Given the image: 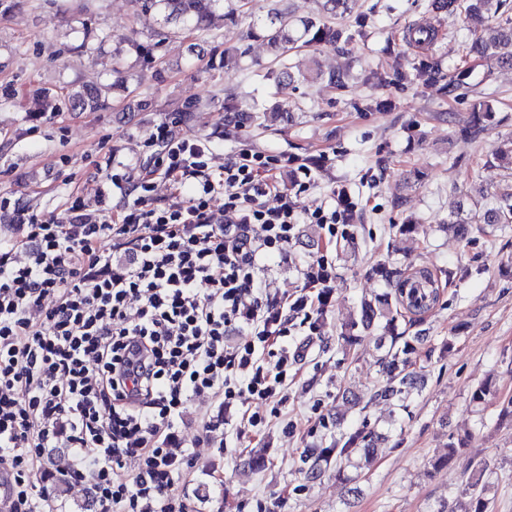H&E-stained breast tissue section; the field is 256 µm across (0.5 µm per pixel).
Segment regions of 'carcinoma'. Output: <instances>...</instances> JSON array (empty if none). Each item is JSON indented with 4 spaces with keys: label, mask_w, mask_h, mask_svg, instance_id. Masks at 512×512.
Wrapping results in <instances>:
<instances>
[{
    "label": "carcinoma",
    "mask_w": 512,
    "mask_h": 512,
    "mask_svg": "<svg viewBox=\"0 0 512 512\" xmlns=\"http://www.w3.org/2000/svg\"><path fill=\"white\" fill-rule=\"evenodd\" d=\"M143 13H153L160 17L162 28L157 36L166 39L179 34L204 33L212 25L216 16L224 17L237 24L248 21L240 42L224 49L222 65L225 72L239 66V61L248 54V41L260 38L279 66L276 77H286L293 81L295 77L288 66V52L297 45L309 46L319 43L334 44L340 40L349 42L354 34L346 26H336L335 20L341 19L352 11L355 0H323L321 12L295 23L283 13L272 12L262 25H257L252 12V0H134ZM503 6V0H429L428 8L435 13L448 15L465 13L469 24L471 43L466 45V55L483 59H493L501 65L512 66V18L505 19L498 34L491 40L484 39L482 32L489 14H497ZM438 37L434 28H420L407 32L404 38L418 47H428ZM419 65L429 76L443 83L447 92H453L460 78L450 76L443 71L441 63L428 54L419 58ZM40 94L45 99H60L61 104L71 109L96 111L107 106L108 98L100 86L82 85L56 92L43 88ZM492 105L485 99H478L466 122L458 127L457 134L463 138L475 139L484 130V122L491 117ZM496 167L512 170V137L499 142L493 152ZM496 205L485 210L474 208L464 212L460 204L453 211L444 225L458 236L469 232L471 224H512V191L498 189L493 193ZM413 304L409 308L423 310L431 306L437 296V279L427 270L417 269L410 280ZM400 295L394 300L386 298L364 300L359 312V325L368 329L375 324L384 325L390 331L394 326L396 313L394 308L402 307ZM413 347L404 343L397 351L388 350L383 357V369L387 385L383 394L388 397L400 395L415 388L416 378L410 371V355ZM376 441L355 431L336 441L332 448H322L316 458L334 456L338 459L357 452L366 459L374 456ZM484 467L479 466L462 491L454 505L443 506L440 512H488L489 499L486 498L488 486L483 481Z\"/></svg>",
    "instance_id": "cac0c4a2"
}]
</instances>
